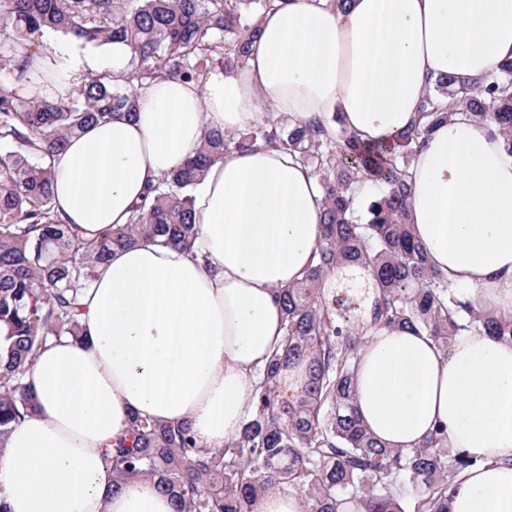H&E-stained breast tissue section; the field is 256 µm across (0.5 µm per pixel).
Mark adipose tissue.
<instances>
[{
  "label": "adipose tissue",
  "mask_w": 512,
  "mask_h": 512,
  "mask_svg": "<svg viewBox=\"0 0 512 512\" xmlns=\"http://www.w3.org/2000/svg\"><path fill=\"white\" fill-rule=\"evenodd\" d=\"M234 72L136 86L134 117L90 126L54 160L60 218L95 234L127 224L157 178L201 147L204 130L244 131L259 101L292 123L336 116L372 144L409 128L429 77L470 83L512 61V0H289L263 14ZM125 43L21 44L26 98L68 99L93 72L127 73ZM410 219L433 268L476 307L512 313V153L491 124L456 112L409 167ZM193 252L142 243L114 252L84 295L80 342L64 339L25 378L38 413L0 455L10 512H172L150 480L113 489L99 450L131 414L188 424L222 447L252 413L253 378L284 337L276 288L301 280L321 235V196L285 150L226 154L193 189ZM328 292L368 319L370 271L337 270ZM357 407L389 447L411 450L436 426L477 459L454 477L448 512H512V343L478 334L438 346L408 329L371 333L355 370Z\"/></svg>",
  "instance_id": "1"
}]
</instances>
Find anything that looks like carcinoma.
<instances>
[{"instance_id": "1", "label": "carcinoma", "mask_w": 512, "mask_h": 512, "mask_svg": "<svg viewBox=\"0 0 512 512\" xmlns=\"http://www.w3.org/2000/svg\"><path fill=\"white\" fill-rule=\"evenodd\" d=\"M288 0H0V455L13 428L38 411L24 372L48 341L82 336V297L118 249L144 241L194 249L200 233L191 189L224 153L258 147L292 153L317 178L322 197L315 264L279 288L284 343L257 375L255 409L222 448L201 446L185 424L138 416L102 448L112 486L154 478L174 512H256L258 498L296 492L302 512H448L451 478L477 460L448 451L445 430L415 449L376 441L355 406L361 347L377 325L405 326L448 346L485 333L512 341V314L490 316L461 299L432 269L408 222L407 169L426 138L459 110L497 127L512 152V62L487 81H431L416 122L390 144H362L336 117L290 125L264 112L243 132L208 127L197 156L148 187L129 223L85 238L55 208L53 162L68 140L138 109L133 82L194 80L201 69L242 63L259 19ZM60 33L85 44L120 40L131 71L117 82L93 74L68 100L24 98L8 89L25 78L15 44ZM368 184L376 196L361 198ZM371 270L380 288L371 320L346 325V299L324 293L337 269ZM307 362L308 381L291 401L276 395L283 372Z\"/></svg>"}]
</instances>
